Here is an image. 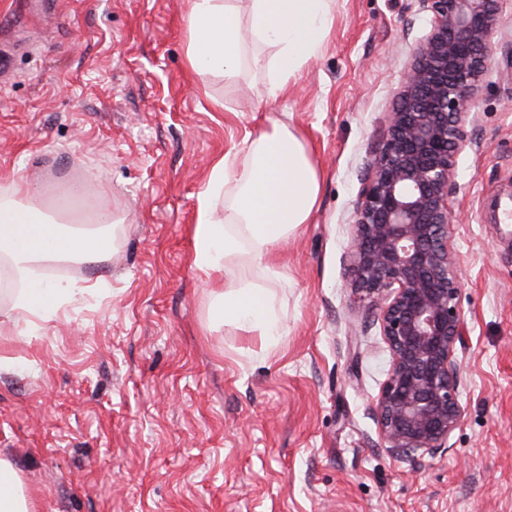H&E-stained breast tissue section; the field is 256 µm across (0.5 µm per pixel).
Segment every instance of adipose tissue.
<instances>
[{
  "label": "adipose tissue",
  "instance_id": "adipose-tissue-1",
  "mask_svg": "<svg viewBox=\"0 0 512 512\" xmlns=\"http://www.w3.org/2000/svg\"><path fill=\"white\" fill-rule=\"evenodd\" d=\"M240 15L236 0H189L188 64L197 75L235 79L243 60L270 73L267 92L277 97L288 80L321 47L330 27L331 0H248ZM273 48L272 57L247 55L248 46ZM320 192V178L302 136L270 121L240 150L211 166L197 194L193 268L205 278L227 275L237 259L261 273L260 281H238L217 294L211 318L278 344L285 329L277 308L283 276L272 257L307 223ZM37 186L0 180V268L14 286L7 295L23 321L21 335L35 336L59 310L75 305L87 286L47 279L49 265L66 260L98 262L121 226L112 212L111 189L100 190L88 228L49 218L35 204ZM0 512H37L19 471L0 457Z\"/></svg>",
  "mask_w": 512,
  "mask_h": 512
}]
</instances>
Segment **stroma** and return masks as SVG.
<instances>
[{
  "instance_id": "35a3bbf8",
  "label": "stroma",
  "mask_w": 512,
  "mask_h": 512,
  "mask_svg": "<svg viewBox=\"0 0 512 512\" xmlns=\"http://www.w3.org/2000/svg\"><path fill=\"white\" fill-rule=\"evenodd\" d=\"M187 0H0V175L75 209L111 187L109 260L51 269L99 282L17 335L0 321V456L39 512H512V0L491 37L448 240L461 281L462 418L417 469L371 405L390 355L378 308L349 299L351 225L413 48L418 0H333L318 50L269 98L267 72L188 66ZM279 119L305 138L319 202L274 256L276 347L210 318L223 281L192 266L212 164ZM94 174L87 184L86 174Z\"/></svg>"
}]
</instances>
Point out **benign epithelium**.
<instances>
[{"label": "benign epithelium", "instance_id": "1", "mask_svg": "<svg viewBox=\"0 0 512 512\" xmlns=\"http://www.w3.org/2000/svg\"><path fill=\"white\" fill-rule=\"evenodd\" d=\"M431 17L355 210L354 298L381 306L390 354L373 401L384 448L416 466L461 421V288L448 224L457 151L504 0H419Z\"/></svg>", "mask_w": 512, "mask_h": 512}]
</instances>
